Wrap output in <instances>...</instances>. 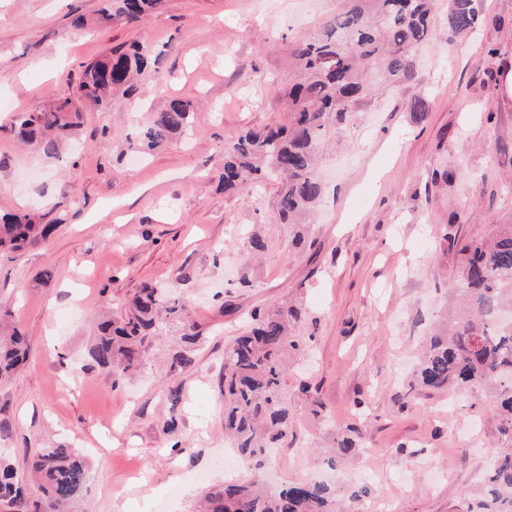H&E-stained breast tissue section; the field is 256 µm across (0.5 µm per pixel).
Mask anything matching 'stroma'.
<instances>
[{"mask_svg":"<svg viewBox=\"0 0 512 512\" xmlns=\"http://www.w3.org/2000/svg\"><path fill=\"white\" fill-rule=\"evenodd\" d=\"M107 4L0 0V214L34 211L56 227L45 243L0 252V309L29 345L26 365L0 380V421L11 425L0 460L22 475L40 449L74 448L86 481L71 512L143 500L148 512H193L205 490L246 474L278 488L360 485L392 512H465L500 442L494 402L411 375L458 304V244L512 224V98L499 70L512 67V0H477L461 34L448 27V0H432L413 78H372L325 143V194L300 246L277 219V183L224 191V143L287 122L284 94L299 75L290 49L344 0H166L143 22L105 24ZM133 43L159 54L169 82L146 72L134 92L115 90L56 156L18 140V116L78 99L84 66ZM174 98L192 106L189 135L138 153V131ZM374 158L377 181L366 177ZM145 282L171 287L203 341L181 367L176 333L154 337L144 367L116 385L87 359L90 328L121 315ZM286 304L304 311L281 383L288 440L224 470V347L252 311ZM351 427L358 451L335 460Z\"/></svg>","mask_w":512,"mask_h":512,"instance_id":"obj_1","label":"stroma"}]
</instances>
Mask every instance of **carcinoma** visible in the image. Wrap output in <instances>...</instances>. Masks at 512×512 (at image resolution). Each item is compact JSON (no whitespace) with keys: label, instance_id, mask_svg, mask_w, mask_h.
<instances>
[{"label":"carcinoma","instance_id":"obj_1","mask_svg":"<svg viewBox=\"0 0 512 512\" xmlns=\"http://www.w3.org/2000/svg\"><path fill=\"white\" fill-rule=\"evenodd\" d=\"M164 0H112L102 19L138 22ZM345 7L324 27L293 50L299 80L288 88L291 124L263 131L241 130L224 145L221 180L234 193L250 178L277 180L276 209L282 224H297L322 197L323 185L313 174L331 125L345 123L352 104L368 90L366 70L378 67L385 77L401 82L413 77L414 52L430 36L431 0H345ZM475 0H451L448 24L455 31L473 28ZM160 55L135 50L88 64L79 90L86 103L104 108L112 90L132 87L134 74L158 69ZM82 114L69 98L57 100L47 112L19 117L18 135L48 156L80 126ZM190 103L174 98L141 128L137 146L151 150L191 126ZM54 225L39 224L26 212L0 219V251L17 252L47 240ZM456 290L463 300L460 318L448 332L429 339L416 378L434 390H465L492 383L498 393L501 446L490 455L487 486L466 512H512V224H499L490 240H472L459 249ZM164 285L145 283L128 313L97 327L88 357L94 366L112 371L113 384L141 367L148 338L166 323H182L180 347L172 361L193 363L201 341L195 327L183 321L184 306L169 297ZM297 307L256 310L252 326L224 347V434L246 459L263 456L269 447L288 440V403L281 381L286 350L300 347L294 325ZM27 361L25 338L9 315H0V379ZM37 481L36 498L9 465H0V512H67L81 495L84 458L60 445L43 448L30 460ZM339 490L323 482H295L277 491L248 476L213 488L203 497L200 512H343Z\"/></svg>","mask_w":512,"mask_h":512}]
</instances>
